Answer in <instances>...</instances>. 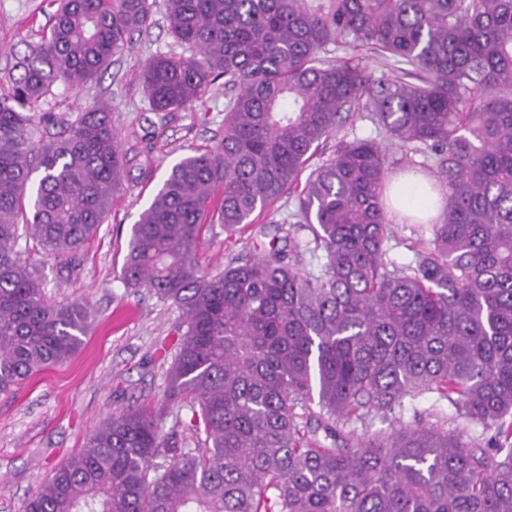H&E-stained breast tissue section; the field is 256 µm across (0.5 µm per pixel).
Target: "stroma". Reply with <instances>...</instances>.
I'll return each instance as SVG.
<instances>
[{
    "instance_id": "obj_1",
    "label": "stroma",
    "mask_w": 512,
    "mask_h": 512,
    "mask_svg": "<svg viewBox=\"0 0 512 512\" xmlns=\"http://www.w3.org/2000/svg\"><path fill=\"white\" fill-rule=\"evenodd\" d=\"M55 10L53 0H0V88L6 85L15 52L48 34ZM183 53L169 32L166 0H156L153 25L134 33L106 72L76 89L56 83L41 105L42 111L66 117L106 103L121 148L134 164L127 167L104 224L80 249L77 271L61 269L36 241H19V250L37 267L48 298L84 302L95 321L69 362L0 395V512H22L50 472L74 457L112 413L142 406L164 412L166 407L167 372L181 313L146 291L125 287L118 274L131 228L170 168L192 150L214 146L224 134L229 96L220 80L191 108L173 116L151 110L142 87L145 64L158 55ZM147 154L153 165L144 172L136 163ZM253 241L252 235L231 236L223 226L213 225L197 246L198 263L208 271L222 269ZM160 428L179 444L189 436L170 414Z\"/></svg>"
}]
</instances>
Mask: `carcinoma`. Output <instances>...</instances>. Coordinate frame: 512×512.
<instances>
[{
    "label": "carcinoma",
    "instance_id": "carcinoma-1",
    "mask_svg": "<svg viewBox=\"0 0 512 512\" xmlns=\"http://www.w3.org/2000/svg\"><path fill=\"white\" fill-rule=\"evenodd\" d=\"M54 2L0 94L1 393L70 360L91 325L86 304L46 298L22 233L76 267L128 164L106 104L39 146L35 126L56 117L37 108L58 81L96 79L156 4ZM168 14L190 56L150 60L145 97L168 116L224 79V137L173 165L120 279L182 312L167 397L191 413L195 448L155 463L156 415L113 413L24 512H512V0H168ZM328 44L416 82L322 60ZM365 119L386 143L342 138L311 167ZM391 147L422 161L397 169ZM397 174L416 177L410 209L426 206L419 179L442 198L409 263L392 257ZM287 191L285 236L200 269L208 228L245 231ZM430 395L413 421L367 432ZM319 56L320 58L327 60H336V56H349L352 57L354 61H359L363 65H367L370 69L374 70L377 76L384 73L390 79H398L401 77L404 78L405 81L416 82L413 78L403 76V73L401 72L402 69L412 70L410 66L396 64L392 60H386L368 49H360L357 51H352L350 49L336 51V46L329 44L320 52Z\"/></svg>",
    "mask_w": 512,
    "mask_h": 512
}]
</instances>
